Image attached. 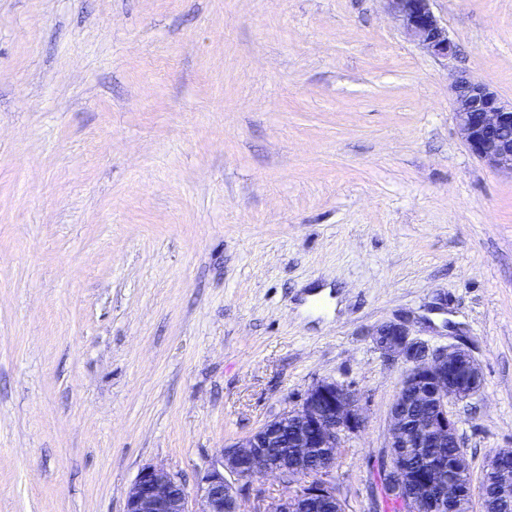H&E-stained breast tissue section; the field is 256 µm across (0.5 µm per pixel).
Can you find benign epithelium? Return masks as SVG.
Masks as SVG:
<instances>
[{"label": "benign epithelium", "mask_w": 512, "mask_h": 512, "mask_svg": "<svg viewBox=\"0 0 512 512\" xmlns=\"http://www.w3.org/2000/svg\"><path fill=\"white\" fill-rule=\"evenodd\" d=\"M382 2L411 41L435 57L455 58L456 46L435 15L432 0ZM452 92L453 120L463 144L482 163L512 176V101L466 76L454 80ZM374 342L387 358L408 365L391 408L390 465L384 474L388 492L402 500L404 512H461L471 499V484L460 486L456 478L470 475V467L462 451L459 420L449 405L479 392L480 364L462 347L432 352L400 324L377 329ZM364 422L353 392L332 379L322 380L307 390L298 407L217 451L198 487L195 510L188 507L190 494L181 478L147 465L129 488L123 512H250L240 487L261 473L277 474L288 484L301 476L311 481L256 512H304L319 503L329 512H344L332 480L337 452ZM451 443L452 455L435 459L425 469L401 462L404 448H444ZM482 483L483 502L499 512H512V448L491 452Z\"/></svg>", "instance_id": "7a95c632"}]
</instances>
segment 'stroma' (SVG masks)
<instances>
[{
	"mask_svg": "<svg viewBox=\"0 0 512 512\" xmlns=\"http://www.w3.org/2000/svg\"><path fill=\"white\" fill-rule=\"evenodd\" d=\"M452 61L382 0H0V512H123L333 379L365 417L345 512H387L405 371L459 345L480 485L512 448V176L452 118L512 100V0H434Z\"/></svg>",
	"mask_w": 512,
	"mask_h": 512,
	"instance_id": "stroma-1",
	"label": "stroma"
}]
</instances>
